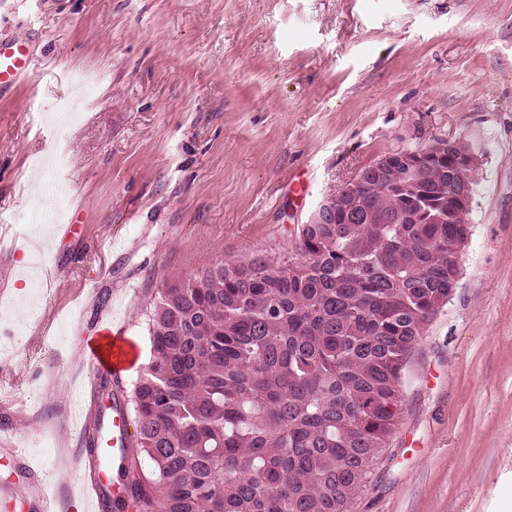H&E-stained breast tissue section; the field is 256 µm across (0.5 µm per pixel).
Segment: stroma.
<instances>
[{
	"mask_svg": "<svg viewBox=\"0 0 512 512\" xmlns=\"http://www.w3.org/2000/svg\"><path fill=\"white\" fill-rule=\"evenodd\" d=\"M34 69L0 94V466L74 512L106 321L151 357L160 288L288 256L327 195L438 139L476 161L455 295L348 512H512V0H9ZM26 260L18 269V260Z\"/></svg>",
	"mask_w": 512,
	"mask_h": 512,
	"instance_id": "stroma-1",
	"label": "stroma"
}]
</instances>
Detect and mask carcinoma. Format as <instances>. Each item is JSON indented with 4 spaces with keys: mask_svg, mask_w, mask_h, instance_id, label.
Wrapping results in <instances>:
<instances>
[{
    "mask_svg": "<svg viewBox=\"0 0 512 512\" xmlns=\"http://www.w3.org/2000/svg\"><path fill=\"white\" fill-rule=\"evenodd\" d=\"M362 171L288 259L160 289L130 396L138 456L103 512H347L397 424L407 358L458 288L469 213L451 195L474 184L446 148ZM84 447L112 468L98 433Z\"/></svg>",
    "mask_w": 512,
    "mask_h": 512,
    "instance_id": "1",
    "label": "carcinoma"
}]
</instances>
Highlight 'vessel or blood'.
Listing matches in <instances>:
<instances>
[{
    "instance_id": "obj_1",
    "label": "vessel or blood",
    "mask_w": 512,
    "mask_h": 512,
    "mask_svg": "<svg viewBox=\"0 0 512 512\" xmlns=\"http://www.w3.org/2000/svg\"><path fill=\"white\" fill-rule=\"evenodd\" d=\"M32 49L28 42L0 38V92L11 88L30 71ZM87 362L100 371L111 373L116 382L112 402V469L120 471L131 455L135 443L130 432L128 396L122 383L124 374L134 360V347L122 331L112 334L90 347Z\"/></svg>"
}]
</instances>
